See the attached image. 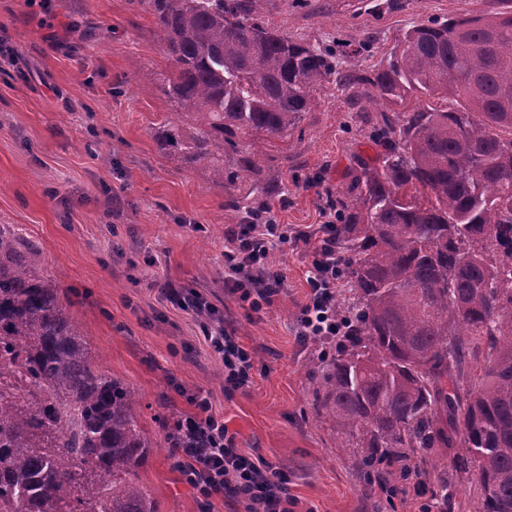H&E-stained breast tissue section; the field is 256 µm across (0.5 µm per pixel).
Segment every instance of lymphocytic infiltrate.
Instances as JSON below:
<instances>
[{
    "mask_svg": "<svg viewBox=\"0 0 512 512\" xmlns=\"http://www.w3.org/2000/svg\"><path fill=\"white\" fill-rule=\"evenodd\" d=\"M336 219L328 217L313 230L277 223L272 216L244 218L227 238L224 247V288L227 294L247 303L261 314L279 297L286 276L270 262L280 247L313 246L314 259L308 271L309 293L300 307L295 334L300 341H333L347 331L337 311L338 288ZM162 295L178 307L195 312L203 320L205 339L224 366V389L234 392L252 382L251 353L240 343L236 328L196 291L166 283ZM193 416L180 423L181 457L177 470L204 498L228 495L241 502L245 512H294L287 469L261 458H252L236 446V436L221 416L212 411L210 395L204 390L187 397Z\"/></svg>",
    "mask_w": 512,
    "mask_h": 512,
    "instance_id": "1",
    "label": "lymphocytic infiltrate"
}]
</instances>
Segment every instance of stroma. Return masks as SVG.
<instances>
[{"instance_id": "1", "label": "stroma", "mask_w": 512, "mask_h": 512, "mask_svg": "<svg viewBox=\"0 0 512 512\" xmlns=\"http://www.w3.org/2000/svg\"><path fill=\"white\" fill-rule=\"evenodd\" d=\"M259 16L289 36L326 46L346 68L380 62L411 27L491 14L504 0H255ZM369 41L362 51L360 41ZM172 72L155 20L134 0H0V225L37 246L62 275L63 300L89 335L102 372L142 398L140 422L155 444L139 469L156 512H243L206 499L174 468L157 419L193 415L187 394H210L236 443L285 466L295 512H477L473 472L458 471L449 506L430 491L379 500L360 457L317 420L314 393L332 343H300L293 324L307 294L312 254L275 253L286 291L262 315L224 290V234L241 220L204 165H175L155 136L173 107L161 88ZM287 137L263 143L265 173L288 185L278 223H321L326 196L377 153L370 119L389 111L329 86ZM164 281L200 292L237 328L253 356L250 387L228 394L201 319L166 300Z\"/></svg>"}]
</instances>
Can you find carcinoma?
Masks as SVG:
<instances>
[{
  "label": "carcinoma",
  "mask_w": 512,
  "mask_h": 512,
  "mask_svg": "<svg viewBox=\"0 0 512 512\" xmlns=\"http://www.w3.org/2000/svg\"><path fill=\"white\" fill-rule=\"evenodd\" d=\"M431 20L359 73L259 17L253 0H136L155 17L175 108L157 136L205 163L225 208L271 210L262 141L286 136L327 85L367 101L438 97L381 113L373 163L328 196L347 336L316 413L360 451L370 490L425 471L411 457L460 448L478 512H512V0ZM40 250L0 226V512H155L135 476L154 448L140 397L100 371ZM451 474L431 490L448 503Z\"/></svg>",
  "instance_id": "carcinoma-1"
}]
</instances>
